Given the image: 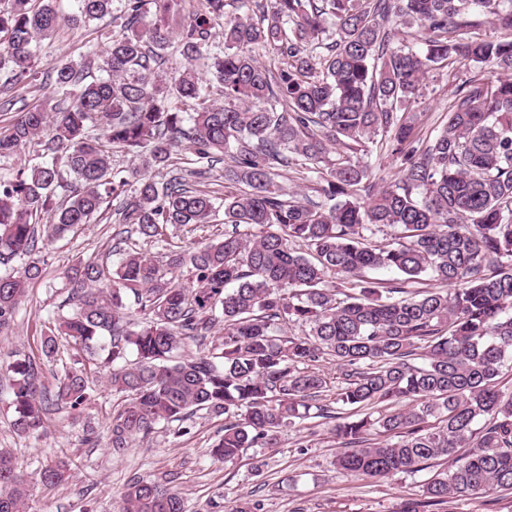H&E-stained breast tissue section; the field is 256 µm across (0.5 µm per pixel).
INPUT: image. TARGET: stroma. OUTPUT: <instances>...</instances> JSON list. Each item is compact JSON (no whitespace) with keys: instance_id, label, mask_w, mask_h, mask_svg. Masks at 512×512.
Here are the masks:
<instances>
[{"instance_id":"1","label":"stroma","mask_w":512,"mask_h":512,"mask_svg":"<svg viewBox=\"0 0 512 512\" xmlns=\"http://www.w3.org/2000/svg\"><path fill=\"white\" fill-rule=\"evenodd\" d=\"M112 30L108 17L94 27H64L45 42L41 71H49L62 59L88 53L101 35ZM475 72L472 63L462 62L428 74L421 96L409 106L419 116L418 135H427L438 125L456 85ZM119 230L113 223L85 224L37 250V257L45 261L46 277L28 285L12 329L0 334V365L18 355L37 360L48 384L53 373L74 365L77 352L64 338L59 339L53 359L40 357L41 338L67 296L61 275L81 259L111 263ZM223 234L220 224L194 230L171 227L166 231L165 245L137 237L128 239L127 244L159 258L165 250L180 251ZM107 374L104 368L93 370V393L82 409L51 408L43 430L26 438L13 430L8 381L0 376V448L10 449L30 474L58 459L67 461L71 468L68 483L50 489L33 486V512H120V493L136 477L179 491L186 512H212L216 502L225 512H235L245 502L260 503L261 512H400L405 501L420 498L422 485L430 476L426 470L387 478L343 474L335 465L340 447L331 434L333 423L321 418L284 428L276 447L250 448L234 463L224 464L211 455L214 442L223 433L224 419L200 411L193 417L189 435L177 436L173 426L162 424L147 438L135 441L124 456L116 457L108 441L112 414L120 398L109 387ZM89 428L96 436L92 445L83 440Z\"/></svg>"}]
</instances>
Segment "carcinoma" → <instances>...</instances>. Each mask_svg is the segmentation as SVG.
<instances>
[{
  "instance_id": "carcinoma-1",
  "label": "carcinoma",
  "mask_w": 512,
  "mask_h": 512,
  "mask_svg": "<svg viewBox=\"0 0 512 512\" xmlns=\"http://www.w3.org/2000/svg\"><path fill=\"white\" fill-rule=\"evenodd\" d=\"M251 2L255 21L228 14L226 0H71L69 14L60 0H0V112L15 111L0 159L48 134L41 161L0 172V265L31 255L40 228L58 239L91 223L110 198L120 200L118 223L156 243L169 226L224 212L223 238L171 251L163 265L119 245L110 267L73 264L71 310L42 338V356L53 358L65 336L109 369L122 398L112 454L161 423L185 434L205 411L224 416L212 448L224 463L275 447L284 427L310 418L329 390L312 364L327 360L340 410H317L337 421L341 471L389 477L445 460L401 512L512 492V394L497 388L512 363V0ZM107 16L120 30L102 50L40 75L43 41ZM484 19L496 38L474 36ZM401 26L418 28L417 43L393 45ZM267 49L286 66L262 63ZM460 59L482 72L457 86L434 134L417 139V116L402 105L421 96L431 70ZM38 80L53 111L14 109L6 90ZM216 89L224 102L212 99ZM371 144L400 170L364 195L358 154ZM179 148L191 169L171 163ZM116 150L144 171L113 168ZM220 159L224 197L189 184ZM284 167L316 175L320 201L280 186ZM44 265L0 273L1 331ZM381 269L398 277L365 278ZM130 301L137 324L125 320ZM219 322L211 349L184 352ZM290 324L302 334L287 335ZM6 372L20 436L43 428L49 406L75 410L90 396L84 369L64 371L53 390L30 358ZM39 479L65 483L66 463ZM29 497L28 475L1 449L0 512H29ZM121 499L122 512H184L178 492L140 477Z\"/></svg>"
}]
</instances>
